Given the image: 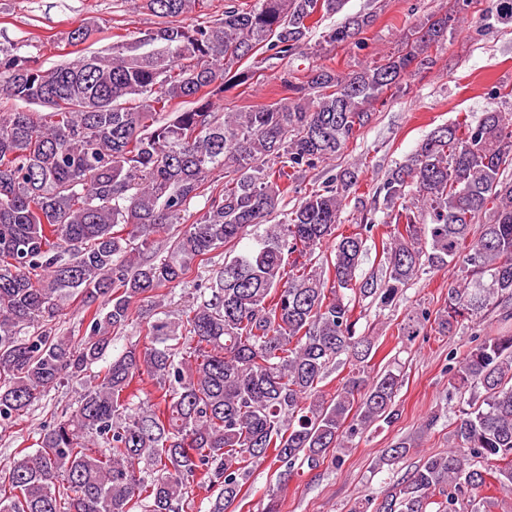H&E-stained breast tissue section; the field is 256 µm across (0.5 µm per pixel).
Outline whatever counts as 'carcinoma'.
I'll use <instances>...</instances> for the list:
<instances>
[{
    "label": "carcinoma",
    "mask_w": 512,
    "mask_h": 512,
    "mask_svg": "<svg viewBox=\"0 0 512 512\" xmlns=\"http://www.w3.org/2000/svg\"><path fill=\"white\" fill-rule=\"evenodd\" d=\"M163 19L112 52L45 69L0 49V427L50 389L75 381L79 405L41 428L38 448L0 470V512H189L215 492L228 512L260 460L288 480L303 466L340 465L349 443L392 423L402 377L371 374L375 344L356 335L366 299L388 307L423 266L462 272L435 314L407 316L401 335L446 336L488 306L512 299V112L491 110L434 129L379 188L393 229L382 242V280H356L363 223L336 234L356 194L358 167L306 194L284 220L241 251L248 227L278 209L300 174L336 157L371 119V107L448 39L472 0H451L405 32L394 52L352 74L317 68L281 78L274 104L220 112L227 85L255 78L244 50L295 59L315 17L343 0L229 4L224 17L185 22L202 0H135ZM373 22L351 18L323 35L346 43ZM95 30L68 33L74 46ZM224 186L165 252L158 237L181 223L214 171ZM334 240V260L314 262ZM224 249V265L209 254ZM192 282L200 302L180 323L164 313L148 342H131L90 375L129 324L133 304L161 306L159 290ZM79 295L98 300L76 342L47 330ZM348 367L332 395L321 383ZM451 384L470 391L455 445L423 459L358 512H479L512 492V334H482ZM154 391L144 392V379ZM400 442L379 458L392 465Z\"/></svg>",
    "instance_id": "carcinoma-1"
}]
</instances>
